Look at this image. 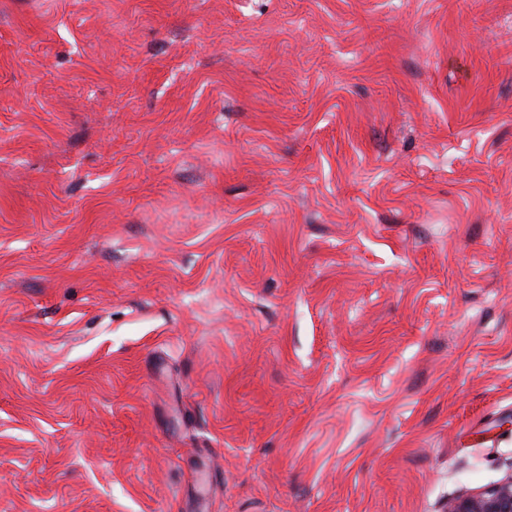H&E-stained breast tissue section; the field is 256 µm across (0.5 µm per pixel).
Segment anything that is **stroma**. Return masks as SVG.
I'll list each match as a JSON object with an SVG mask.
<instances>
[{
	"instance_id": "stroma-1",
	"label": "stroma",
	"mask_w": 512,
	"mask_h": 512,
	"mask_svg": "<svg viewBox=\"0 0 512 512\" xmlns=\"http://www.w3.org/2000/svg\"><path fill=\"white\" fill-rule=\"evenodd\" d=\"M511 472L512 0H0V512Z\"/></svg>"
}]
</instances>
